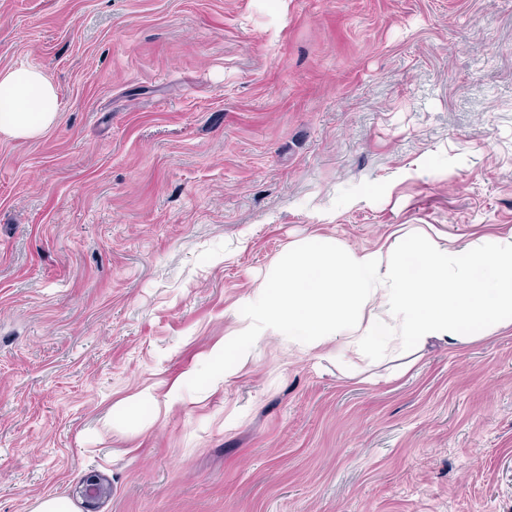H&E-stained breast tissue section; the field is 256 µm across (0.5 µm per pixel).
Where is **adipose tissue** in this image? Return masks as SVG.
I'll return each instance as SVG.
<instances>
[{
  "instance_id": "adipose-tissue-1",
  "label": "adipose tissue",
  "mask_w": 512,
  "mask_h": 512,
  "mask_svg": "<svg viewBox=\"0 0 512 512\" xmlns=\"http://www.w3.org/2000/svg\"><path fill=\"white\" fill-rule=\"evenodd\" d=\"M60 111L40 69L0 71V134L39 137ZM413 256L421 261L415 273ZM230 315L236 328L219 349L215 382L240 371L246 336L278 337L289 349L353 366L389 360L396 379L430 345H468L512 328V232L443 244L405 224L363 251L313 235L289 244Z\"/></svg>"
}]
</instances>
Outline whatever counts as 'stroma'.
<instances>
[{
    "label": "stroma",
    "instance_id": "1",
    "mask_svg": "<svg viewBox=\"0 0 512 512\" xmlns=\"http://www.w3.org/2000/svg\"><path fill=\"white\" fill-rule=\"evenodd\" d=\"M20 65L63 110L0 135V512H512V329L203 369L292 242L512 230V0H0ZM109 492V485L104 478L99 475L87 477L80 490L85 502V512H98V504L108 496Z\"/></svg>",
    "mask_w": 512,
    "mask_h": 512
}]
</instances>
